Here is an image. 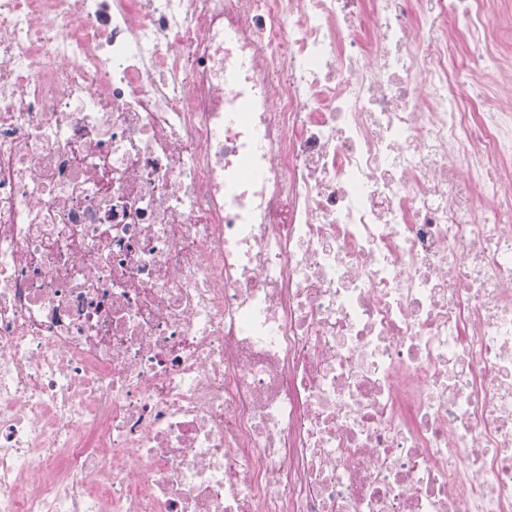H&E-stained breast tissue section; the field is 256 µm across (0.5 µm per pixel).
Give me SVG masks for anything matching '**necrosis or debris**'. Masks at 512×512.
I'll return each instance as SVG.
<instances>
[{
    "label": "necrosis or debris",
    "instance_id": "obj_1",
    "mask_svg": "<svg viewBox=\"0 0 512 512\" xmlns=\"http://www.w3.org/2000/svg\"><path fill=\"white\" fill-rule=\"evenodd\" d=\"M503 5L0 0V512H512Z\"/></svg>",
    "mask_w": 512,
    "mask_h": 512
}]
</instances>
